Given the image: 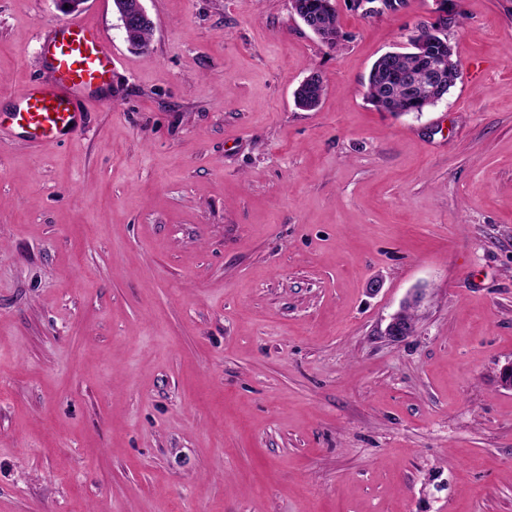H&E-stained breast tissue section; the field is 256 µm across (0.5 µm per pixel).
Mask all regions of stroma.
Here are the masks:
<instances>
[{"instance_id":"obj_1","label":"stroma","mask_w":512,"mask_h":512,"mask_svg":"<svg viewBox=\"0 0 512 512\" xmlns=\"http://www.w3.org/2000/svg\"><path fill=\"white\" fill-rule=\"evenodd\" d=\"M335 4L329 46L291 0H144L143 53L89 0L111 109L0 141V512H512V0H455L403 116L367 77L438 0ZM64 20L0 0L1 115Z\"/></svg>"}]
</instances>
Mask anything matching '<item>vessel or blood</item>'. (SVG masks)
<instances>
[{"mask_svg": "<svg viewBox=\"0 0 512 512\" xmlns=\"http://www.w3.org/2000/svg\"><path fill=\"white\" fill-rule=\"evenodd\" d=\"M50 82L28 84L11 112L10 132L38 149L74 139L83 122L81 106L109 102L100 92L112 78V51L105 38L85 19L60 24L43 39Z\"/></svg>", "mask_w": 512, "mask_h": 512, "instance_id": "vessel-or-blood-1", "label": "vessel or blood"}]
</instances>
